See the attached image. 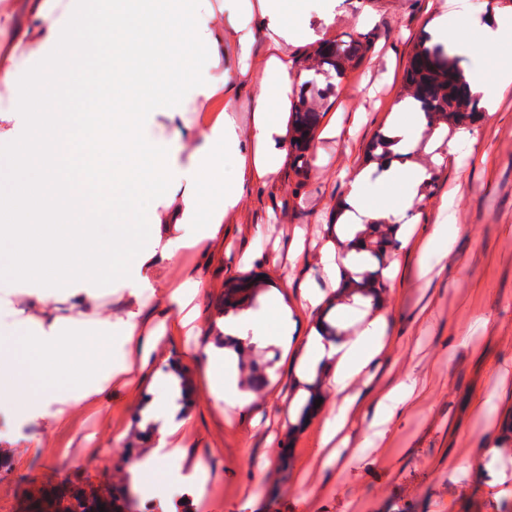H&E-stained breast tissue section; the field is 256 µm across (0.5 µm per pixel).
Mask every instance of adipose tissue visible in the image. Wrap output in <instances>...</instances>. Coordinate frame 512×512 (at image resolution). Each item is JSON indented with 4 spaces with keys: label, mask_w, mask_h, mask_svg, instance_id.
<instances>
[{
    "label": "adipose tissue",
    "mask_w": 512,
    "mask_h": 512,
    "mask_svg": "<svg viewBox=\"0 0 512 512\" xmlns=\"http://www.w3.org/2000/svg\"><path fill=\"white\" fill-rule=\"evenodd\" d=\"M236 10L217 14L211 0H160L150 16L128 9L124 21L138 27L150 21L162 32L180 35L182 48L204 58L206 68L180 62L166 70L136 72L126 81L129 109L88 116L84 139L70 134L69 115L51 111L49 102L65 90L70 77L84 64L98 42L102 28L85 17V0H71L65 20L51 19V0H0V11L17 16L18 36L0 49V90L8 92L10 106L0 110V166L9 169L15 183L0 191V211L14 216L0 225V241L12 246L8 264L0 263V374L9 375L0 389V420L49 418L70 427L68 408L93 407L110 384H125L128 375L145 369L165 329L197 325L202 315L196 298L201 288L190 275L176 288L163 292L171 325L150 324L142 315L140 299L154 290L161 262L172 260L183 248L215 239L225 218L241 200L243 185L274 173L284 145L278 115L294 92L297 76L284 61L282 49L297 35L288 22L285 0H235ZM258 8L270 40L266 92L254 109L248 131L233 122L218 121L196 133L183 120L189 99L211 101L225 81L214 69L224 64V34L238 29L239 13ZM466 16L477 33L476 41L459 39L452 31L455 17ZM433 36L450 54L479 57L512 41V16L471 15L468 0H452L450 11L432 20ZM166 114L173 134L157 142L150 136L157 114ZM466 129L453 133L426 130L417 102L397 103L385 133L386 147L371 166L345 174L346 206L335 227L336 236L320 250L325 278L339 291L338 311L351 314V329L326 339L312 329L298 383L321 377L332 398L320 444L327 447L328 464L356 457L348 445L358 419L360 383L366 382L390 350L392 339L378 297L377 281L391 279L395 266L379 267L368 251V232L378 225L400 223L421 199L420 189L430 181L432 163L454 153L469 139ZM192 149H185V142ZM431 154V164L409 161L416 144ZM69 152L94 149L109 153L113 167L122 168L131 182L149 190L147 206L130 203L121 226L88 228L90 193L73 191L64 172L55 169L50 155L59 148ZM399 190L396 203L374 204L371 190ZM147 227L149 242L138 247L130 228ZM354 273L355 289H341L344 272ZM122 290L125 305L120 315L86 319L93 302L112 289ZM328 299L317 288L302 289L296 307L281 306L277 290H269L260 305L227 313L222 330L226 348L206 354L211 395L224 403L246 407L251 394L239 390V356L248 350L290 349L296 342L299 311H313ZM42 379L33 393L32 378ZM173 378L161 382V412L145 423L155 441L152 455L131 461L128 479L140 486L144 473L165 475L167 465L182 459L177 401L180 392ZM423 384L412 375L390 381L379 395L372 422L384 435L394 418L419 402ZM505 452L503 439H484L471 457L449 460V474L476 469L488 476V492L498 495L512 487V478L495 464Z\"/></svg>",
    "instance_id": "adipose-tissue-1"
}]
</instances>
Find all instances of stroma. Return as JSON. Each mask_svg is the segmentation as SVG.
Wrapping results in <instances>:
<instances>
[{
    "label": "stroma",
    "mask_w": 512,
    "mask_h": 512,
    "mask_svg": "<svg viewBox=\"0 0 512 512\" xmlns=\"http://www.w3.org/2000/svg\"><path fill=\"white\" fill-rule=\"evenodd\" d=\"M288 44L293 71L310 63L320 42L345 41L367 31L369 58L347 72L335 96L312 98L323 117L304 176L289 155L270 176L245 183L239 207L222 234L179 250L163 265V285L177 287L187 270L202 281L204 322L198 333L169 331L150 373L113 386L99 407L75 409L72 427L58 430L36 420L0 422V512H24L29 494L57 486L102 493L127 478V462L150 454L154 443L143 414L155 405L156 373L179 363L191 376L193 399L182 408L185 457L161 479L141 484L140 505L167 501L170 485L183 490V512H512V494L493 497L474 471L449 476V457L470 455L504 417H512V88L496 112L481 117L455 159L436 167L431 184L408 214L418 227L461 224L453 252L421 268L418 252H399L401 272L385 288L393 347L368 383L360 415L367 429L374 392L395 375L425 379L430 395L404 413L378 447L353 458L345 470L324 467L321 416L291 429L285 416L303 356L260 353L268 383L245 408L214 400L208 390L206 349L218 348L217 313L224 287L235 277L285 278L288 299L300 289L323 287L319 248L336 206L345 199L341 174L365 167L370 147L385 133L394 106L405 97L403 75L434 14L448 0H336L332 16L318 0H298ZM269 47L259 11L241 21L239 37L224 44L230 78L206 114L188 102L189 121L213 124L229 117L248 130L263 87ZM465 192H455L457 181ZM471 336L478 349L459 345Z\"/></svg>",
    "instance_id": "1"
}]
</instances>
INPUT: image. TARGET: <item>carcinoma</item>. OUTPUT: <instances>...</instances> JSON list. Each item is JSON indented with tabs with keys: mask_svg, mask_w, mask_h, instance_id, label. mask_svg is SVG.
Returning <instances> with one entry per match:
<instances>
[{
	"mask_svg": "<svg viewBox=\"0 0 512 512\" xmlns=\"http://www.w3.org/2000/svg\"><path fill=\"white\" fill-rule=\"evenodd\" d=\"M371 48L370 36L365 33L345 43L322 44L318 50L321 67L314 70L313 78L304 81L300 93H305L310 87L321 96L334 94L338 88L337 81L344 77L348 69L362 63ZM404 83L409 94L419 103L426 126L431 130L442 123L452 130L459 125L470 126L479 118L480 109L469 95L459 58L448 55L445 46L432 41L428 35L418 42L410 56L404 71ZM320 121L321 113L308 107L304 99L293 104L288 120V149L294 172L299 177L304 175L310 162ZM397 245L395 228L382 226L371 241L372 256L382 265ZM257 295V281L250 275L239 277L226 285L221 313L247 300L253 302ZM265 378L266 368L255 364L242 384L246 389L257 392L261 389V380ZM45 499L56 502L66 510L89 503L83 491L63 498L47 495ZM112 501L114 512H134L137 507V502L124 486L112 487Z\"/></svg>",
	"mask_w": 512,
	"mask_h": 512,
	"instance_id": "1",
	"label": "carcinoma"
}]
</instances>
